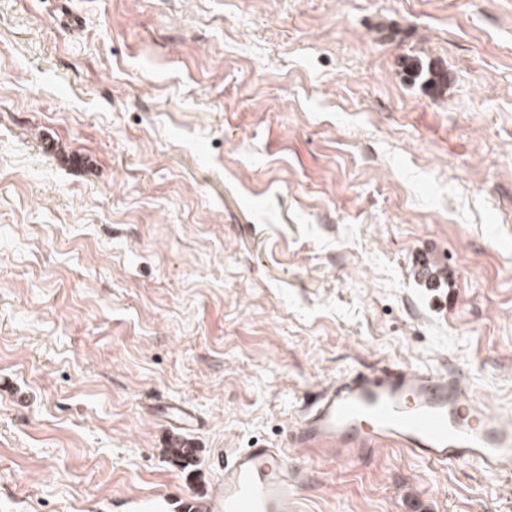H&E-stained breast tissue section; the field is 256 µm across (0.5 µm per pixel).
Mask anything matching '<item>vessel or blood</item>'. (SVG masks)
I'll list each match as a JSON object with an SVG mask.
<instances>
[{"instance_id":"vessel-or-blood-1","label":"vessel or blood","mask_w":512,"mask_h":512,"mask_svg":"<svg viewBox=\"0 0 512 512\" xmlns=\"http://www.w3.org/2000/svg\"><path fill=\"white\" fill-rule=\"evenodd\" d=\"M163 411L176 430L198 423L180 405ZM290 443L339 458L387 447L423 462H468L512 475V415L488 412L456 373L400 363L355 370L308 392ZM222 471L198 512H299L304 473L287 464L281 449L239 450L225 457Z\"/></svg>"}]
</instances>
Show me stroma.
<instances>
[{"mask_svg":"<svg viewBox=\"0 0 512 512\" xmlns=\"http://www.w3.org/2000/svg\"><path fill=\"white\" fill-rule=\"evenodd\" d=\"M68 6L0 0V512H188L259 445L301 512H512L471 463L288 445L378 362L512 413V0ZM401 68L412 84L419 83L430 90H438L448 84V70L432 61H424L418 56L402 58ZM167 419L171 420V425L179 431L191 429L198 424L196 415L190 410L181 407L178 404L168 403L163 408Z\"/></svg>","mask_w":512,"mask_h":512,"instance_id":"35a3bbf8","label":"stroma"}]
</instances>
